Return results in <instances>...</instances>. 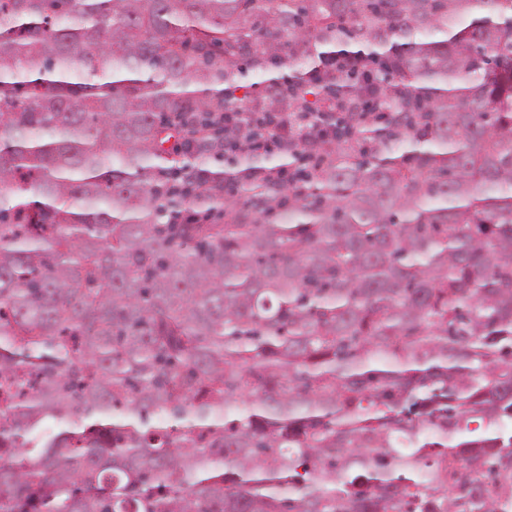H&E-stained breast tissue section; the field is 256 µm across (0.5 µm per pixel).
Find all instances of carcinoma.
Listing matches in <instances>:
<instances>
[{"mask_svg": "<svg viewBox=\"0 0 512 512\" xmlns=\"http://www.w3.org/2000/svg\"><path fill=\"white\" fill-rule=\"evenodd\" d=\"M357 36L313 170L190 168ZM0 380V512H512V0H0ZM264 78L256 75L252 71L246 70L244 75L240 77L238 85L240 90L237 95L243 99L244 104L251 103L256 96L260 98L264 95V85H257Z\"/></svg>", "mask_w": 512, "mask_h": 512, "instance_id": "1", "label": "carcinoma"}]
</instances>
